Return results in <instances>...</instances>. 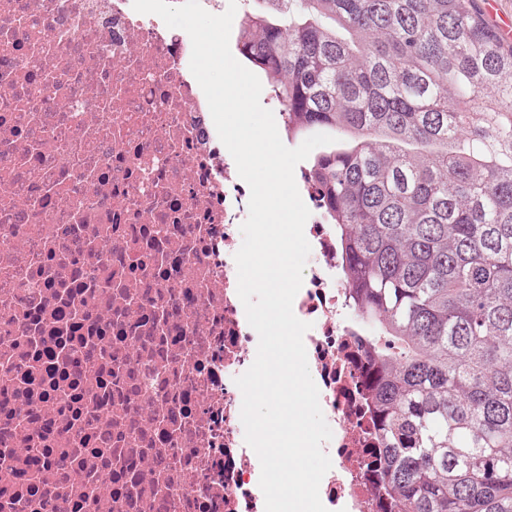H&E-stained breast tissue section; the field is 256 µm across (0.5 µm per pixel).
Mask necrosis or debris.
<instances>
[{
  "label": "necrosis or debris",
  "mask_w": 512,
  "mask_h": 512,
  "mask_svg": "<svg viewBox=\"0 0 512 512\" xmlns=\"http://www.w3.org/2000/svg\"><path fill=\"white\" fill-rule=\"evenodd\" d=\"M191 53L132 0H0V512H265L235 384L258 347L234 259L250 189ZM298 189L293 311L334 432L320 498L384 512L368 329Z\"/></svg>",
  "instance_id": "obj_1"
}]
</instances>
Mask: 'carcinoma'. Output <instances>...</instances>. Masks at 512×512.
<instances>
[{"mask_svg": "<svg viewBox=\"0 0 512 512\" xmlns=\"http://www.w3.org/2000/svg\"><path fill=\"white\" fill-rule=\"evenodd\" d=\"M238 50L336 225L394 512H512V44L476 0H252Z\"/></svg>", "mask_w": 512, "mask_h": 512, "instance_id": "obj_1", "label": "carcinoma"}]
</instances>
